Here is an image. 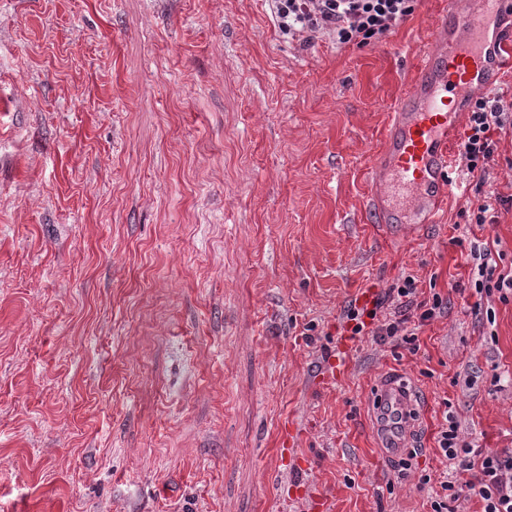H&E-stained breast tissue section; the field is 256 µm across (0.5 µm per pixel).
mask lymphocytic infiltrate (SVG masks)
I'll return each instance as SVG.
<instances>
[{"label":"lymphocytic infiltrate","instance_id":"1","mask_svg":"<svg viewBox=\"0 0 512 512\" xmlns=\"http://www.w3.org/2000/svg\"><path fill=\"white\" fill-rule=\"evenodd\" d=\"M271 15L280 32L289 40L305 46L326 37L337 46H367L379 41L417 8V0H268ZM512 111L500 98L479 97L470 106L467 128L459 155L468 175L485 174L494 157L495 130L504 128ZM470 258L479 275L474 287L477 295L497 296L505 302L512 298V268L496 271L490 250L472 247ZM416 318L380 317L379 305L350 306L345 314L351 335H372L381 342H415L426 322L439 316L448 306L440 294L426 301L418 300L414 276L404 275L388 289ZM441 456L449 464L474 471L472 481L457 484L443 480L429 498L430 512H448L449 502L471 495L482 502V512H512V454L486 453L465 441L453 414L447 413L436 437Z\"/></svg>","mask_w":512,"mask_h":512}]
</instances>
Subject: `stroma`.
<instances>
[{
    "label": "stroma",
    "mask_w": 512,
    "mask_h": 512,
    "mask_svg": "<svg viewBox=\"0 0 512 512\" xmlns=\"http://www.w3.org/2000/svg\"><path fill=\"white\" fill-rule=\"evenodd\" d=\"M301 48L266 0H0V512H429L453 412L512 450V300L474 290L471 245L512 263V125L435 224L367 209L369 169L430 20ZM448 307L416 344L343 315L401 274ZM415 386L410 469L376 448L384 372ZM298 429L296 461L280 454ZM348 348V336H340L338 344V356L335 362H331L328 366L319 374V379L322 382L333 383L336 379L340 378L347 367L346 350Z\"/></svg>",
    "instance_id": "obj_1"
}]
</instances>
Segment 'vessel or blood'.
Segmentation results:
<instances>
[{"label": "vessel or blood", "mask_w": 512, "mask_h": 512, "mask_svg": "<svg viewBox=\"0 0 512 512\" xmlns=\"http://www.w3.org/2000/svg\"><path fill=\"white\" fill-rule=\"evenodd\" d=\"M424 58L408 91L388 114L370 172L369 207L381 224L436 223L453 185L454 144L471 99L491 90L512 68V0H468L431 24ZM347 337L320 379L335 382L347 367ZM384 452L402 456L419 420L406 377L388 372L372 394Z\"/></svg>", "instance_id": "b4317fda"}]
</instances>
